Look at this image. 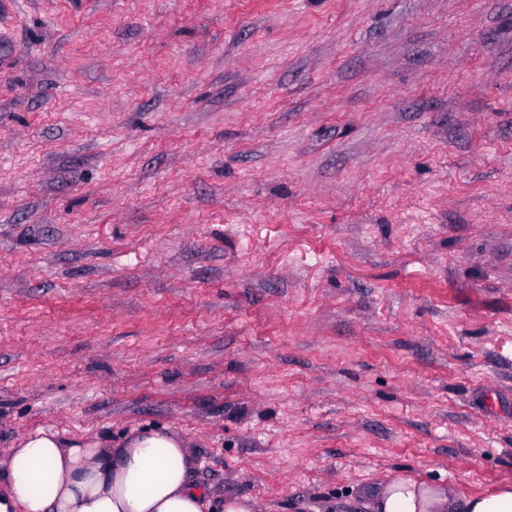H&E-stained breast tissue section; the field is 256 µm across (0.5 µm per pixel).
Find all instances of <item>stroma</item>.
<instances>
[{"mask_svg": "<svg viewBox=\"0 0 512 512\" xmlns=\"http://www.w3.org/2000/svg\"><path fill=\"white\" fill-rule=\"evenodd\" d=\"M0 31V448L166 429L255 512L512 481V0Z\"/></svg>", "mask_w": 512, "mask_h": 512, "instance_id": "stroma-1", "label": "stroma"}]
</instances>
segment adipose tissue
Here are the masks:
<instances>
[{
    "label": "adipose tissue",
    "mask_w": 512,
    "mask_h": 512,
    "mask_svg": "<svg viewBox=\"0 0 512 512\" xmlns=\"http://www.w3.org/2000/svg\"><path fill=\"white\" fill-rule=\"evenodd\" d=\"M186 440L142 431L119 446L39 429L0 449V512H207ZM375 512H512V483L455 500L438 487L397 478L373 498Z\"/></svg>",
    "instance_id": "ef3b65f1"
}]
</instances>
